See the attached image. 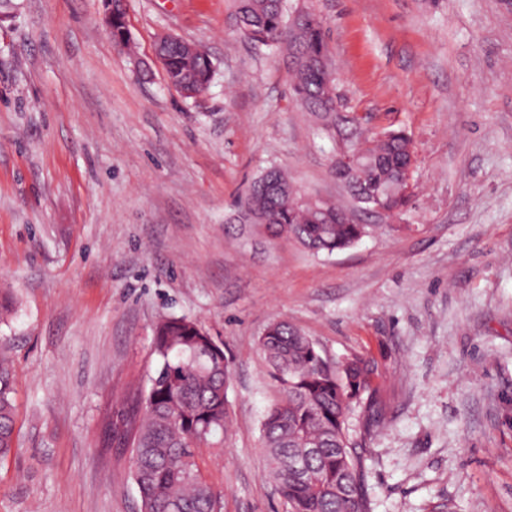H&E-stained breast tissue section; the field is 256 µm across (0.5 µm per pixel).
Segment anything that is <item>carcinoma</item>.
<instances>
[{
	"instance_id": "cac0c4a2",
	"label": "carcinoma",
	"mask_w": 512,
	"mask_h": 512,
	"mask_svg": "<svg viewBox=\"0 0 512 512\" xmlns=\"http://www.w3.org/2000/svg\"><path fill=\"white\" fill-rule=\"evenodd\" d=\"M238 28L247 40L284 55L301 106L333 131L336 156L358 151L361 173L335 167L336 180L354 207L381 205L401 214L407 205L403 181L410 139L401 129L372 133L349 115L336 117V80L330 78L322 20L289 22L285 0H234ZM112 41L130 47L125 12L115 6ZM167 83L185 98L207 90L214 74L210 56L182 38L155 43ZM302 189L279 167L250 185L235 221L271 242H294L318 256L357 244L377 225L342 217L336 206L316 211L299 202ZM257 346L275 398L261 420L268 476L290 512H372L365 489L364 456L346 426L359 409L367 431L383 421L378 363L364 356L333 360L286 320L271 322ZM160 361L142 398H132L120 419L107 421L106 437L131 449L140 512H215L217 495L202 475L198 449L224 451L232 418L230 362L223 348L197 322L169 315L155 327ZM14 381L9 361L0 360V457L13 447ZM310 471L306 481L295 469Z\"/></svg>"
}]
</instances>
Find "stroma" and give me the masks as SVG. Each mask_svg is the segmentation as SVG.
Wrapping results in <instances>:
<instances>
[{"label":"stroma","instance_id":"1","mask_svg":"<svg viewBox=\"0 0 512 512\" xmlns=\"http://www.w3.org/2000/svg\"><path fill=\"white\" fill-rule=\"evenodd\" d=\"M323 21L344 111L403 129L416 154L402 221L313 256L227 229L255 177L287 169L352 202L334 142L232 0H126L133 53L103 0H11L0 22V358L14 445L0 512H139L131 452L102 423L159 360L167 315L202 324L232 371L233 425L200 449L222 512H290L268 479L273 398L257 340L285 318L331 359L385 366L367 442L374 512H512V0H286ZM200 44L184 98L158 36ZM112 1L113 0L104 1L106 6L104 22L112 36V41L115 44H123L126 47H130L133 45V42L126 22L125 12L118 4H116L112 15Z\"/></svg>","mask_w":512,"mask_h":512}]
</instances>
